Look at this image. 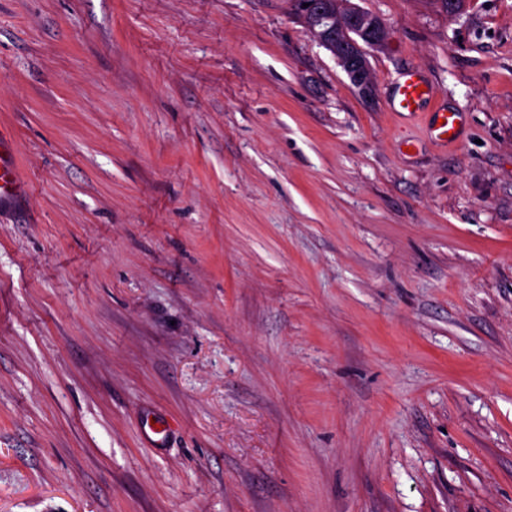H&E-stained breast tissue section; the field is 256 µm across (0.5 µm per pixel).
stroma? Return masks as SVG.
<instances>
[{"instance_id":"1","label":"stroma","mask_w":512,"mask_h":512,"mask_svg":"<svg viewBox=\"0 0 512 512\" xmlns=\"http://www.w3.org/2000/svg\"><path fill=\"white\" fill-rule=\"evenodd\" d=\"M355 2L0 0V512H512V0ZM292 0L293 9L310 18L307 25L315 38L330 48L352 84L367 96L373 90V76L366 59L386 41L385 23L376 15L352 8L351 0ZM309 6L303 8V4ZM360 39L363 45L352 36ZM419 87L422 92L417 93ZM435 87L415 68L401 71L392 82V104L395 112L410 116L422 112L434 99ZM439 119H444V123L438 124ZM449 132H452V135H449ZM430 135L440 144L448 145V143L456 142L460 136L459 114L446 110L433 112ZM27 193L21 178L11 138L0 136V203L16 199Z\"/></svg>"}]
</instances>
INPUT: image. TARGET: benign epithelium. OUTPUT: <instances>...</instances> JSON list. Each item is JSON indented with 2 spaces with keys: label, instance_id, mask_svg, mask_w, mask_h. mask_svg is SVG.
Wrapping results in <instances>:
<instances>
[{
  "label": "benign epithelium",
  "instance_id": "obj_1",
  "mask_svg": "<svg viewBox=\"0 0 512 512\" xmlns=\"http://www.w3.org/2000/svg\"><path fill=\"white\" fill-rule=\"evenodd\" d=\"M292 6L309 18L312 34L330 48L359 92L371 94L373 76L366 59L385 44L387 29L382 19L353 9L352 0H292Z\"/></svg>",
  "mask_w": 512,
  "mask_h": 512
}]
</instances>
